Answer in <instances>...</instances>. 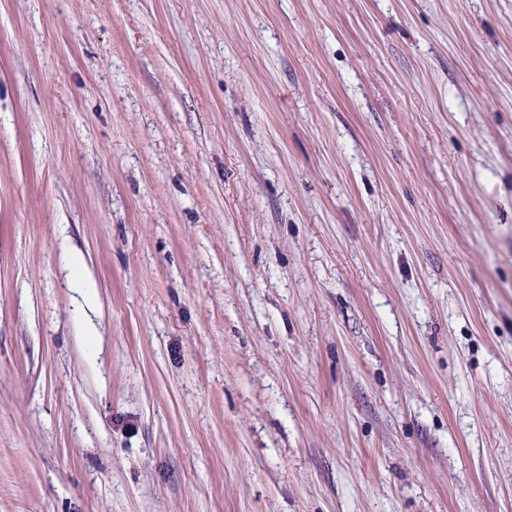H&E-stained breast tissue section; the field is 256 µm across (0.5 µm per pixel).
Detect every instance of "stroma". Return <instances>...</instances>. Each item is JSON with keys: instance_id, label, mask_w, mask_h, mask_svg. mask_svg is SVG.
<instances>
[{"instance_id": "obj_1", "label": "stroma", "mask_w": 512, "mask_h": 512, "mask_svg": "<svg viewBox=\"0 0 512 512\" xmlns=\"http://www.w3.org/2000/svg\"><path fill=\"white\" fill-rule=\"evenodd\" d=\"M0 512H512V0H0Z\"/></svg>"}]
</instances>
